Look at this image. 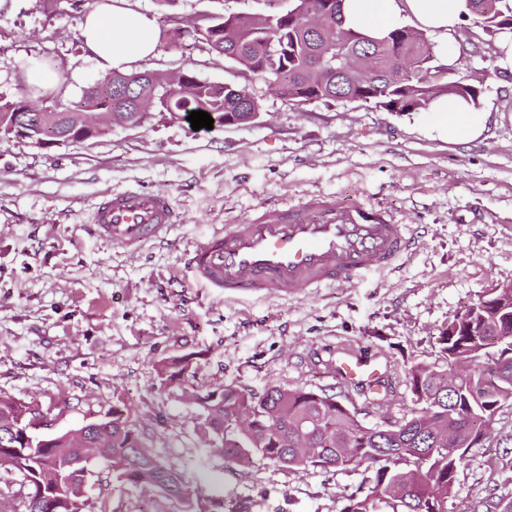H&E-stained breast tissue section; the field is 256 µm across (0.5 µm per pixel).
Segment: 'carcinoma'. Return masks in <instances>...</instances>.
Instances as JSON below:
<instances>
[{"mask_svg": "<svg viewBox=\"0 0 512 512\" xmlns=\"http://www.w3.org/2000/svg\"><path fill=\"white\" fill-rule=\"evenodd\" d=\"M330 4L327 27L346 37L344 53L356 60L370 54L374 70L366 77L357 65L339 75L316 69L312 59L323 42L309 27L282 19L266 32L257 28L252 14L217 18V28L193 30L196 40L226 61L254 70L268 62L277 50L279 81L283 97L304 91L308 101L347 102L362 93L370 103L386 111L405 105L419 112L439 97L461 99L478 107L482 81L461 75V68L443 74L444 66L432 65L433 53L423 33L399 27L373 43L365 34L345 27L343 0ZM469 15L494 36L512 30V0H466ZM165 81L126 85V74L114 72L97 82V95L105 108L123 109L126 115L157 109L183 119L192 111H205L216 122L226 112H258L260 104L248 91L201 81L190 76L189 84L166 91ZM14 100H0V138L14 134ZM488 336H450L443 329L438 343L445 360L472 358V378L448 388V370L414 365L408 379L418 408L411 416L391 426L365 427L334 394L304 389L268 386L257 394L226 385L194 396L204 411L205 424L218 440L226 463L248 464L253 459L282 467H320L342 470L362 465L373 468V477L359 496H350L343 512H448L458 467L464 463L467 443L473 433L487 426L502 406L512 404V361L504 354L512 350V336L501 337L492 363L478 349ZM189 359L165 364L162 381L172 383L187 376ZM107 418L84 425V439L92 448L104 438L101 452L109 462L113 478L131 485L170 487L169 502L177 512H226L231 495L200 487L193 494L181 474L167 467L146 449L145 434L130 419L128 409L112 406ZM35 409L0 393V473L17 475L20 490L15 512H76L73 500L80 486L68 484L69 465L78 449L67 434L47 439L34 449L23 447V438L33 424ZM495 494L470 505V512H505Z\"/></svg>", "mask_w": 512, "mask_h": 512, "instance_id": "carcinoma-1", "label": "carcinoma"}]
</instances>
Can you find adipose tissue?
I'll list each match as a JSON object with an SVG mask.
<instances>
[{
  "label": "adipose tissue",
  "instance_id": "1",
  "mask_svg": "<svg viewBox=\"0 0 512 512\" xmlns=\"http://www.w3.org/2000/svg\"><path fill=\"white\" fill-rule=\"evenodd\" d=\"M348 28L381 37L404 21H414L428 33L447 36L455 31L466 11L465 0H344ZM83 47L89 57L106 70L123 71L152 57L159 43L156 22L133 8L128 0H106L88 12L80 23ZM436 119L432 129L451 143L481 137L488 123L486 112L448 98L432 106Z\"/></svg>",
  "mask_w": 512,
  "mask_h": 512
}]
</instances>
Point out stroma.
I'll return each mask as SVG.
<instances>
[{
    "instance_id": "1",
    "label": "stroma",
    "mask_w": 512,
    "mask_h": 512,
    "mask_svg": "<svg viewBox=\"0 0 512 512\" xmlns=\"http://www.w3.org/2000/svg\"><path fill=\"white\" fill-rule=\"evenodd\" d=\"M159 27L201 16L265 13V0H134ZM81 14L68 0H13L0 17V95L14 98L44 57L71 96L106 77L85 52ZM468 72L483 82L486 137L448 143L432 114L389 112L363 102L288 100L257 76L185 36L159 45L134 71H184L216 84L245 85L256 119L193 130L167 113L115 125L84 142L36 147L0 142V393L36 406V432L55 436L126 405L153 452L194 487L207 472L235 488L246 512H342L364 490L366 467L283 468L262 460L225 469L210 447L192 392L267 386L339 396L364 426L409 417L407 371L444 366L437 337L493 286L512 281V72L467 18L450 35ZM167 192L180 215L166 240L130 253L97 238L95 204L107 191ZM321 194L336 203L379 202L418 240L392 270L355 285L299 295L233 300L196 283L186 249L255 209ZM379 360L392 384L386 405L336 376V352L357 347ZM191 356L185 381L162 385L158 369ZM512 497V404L492 433L469 448L448 512H466L488 491ZM113 512H157L150 488L99 482Z\"/></svg>"
}]
</instances>
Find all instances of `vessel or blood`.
Here are the masks:
<instances>
[{
    "label": "vessel or blood",
    "mask_w": 512,
    "mask_h": 512,
    "mask_svg": "<svg viewBox=\"0 0 512 512\" xmlns=\"http://www.w3.org/2000/svg\"><path fill=\"white\" fill-rule=\"evenodd\" d=\"M176 221L168 193L140 188L103 194L92 218L101 239L131 253L165 239ZM414 243L383 204L339 207L313 196L297 207L258 210L225 225L187 252L186 263L197 282L228 298L247 291L294 295L384 272ZM336 371L344 382L367 387L383 377L376 360L359 350L342 351Z\"/></svg>",
    "instance_id": "1"
}]
</instances>
